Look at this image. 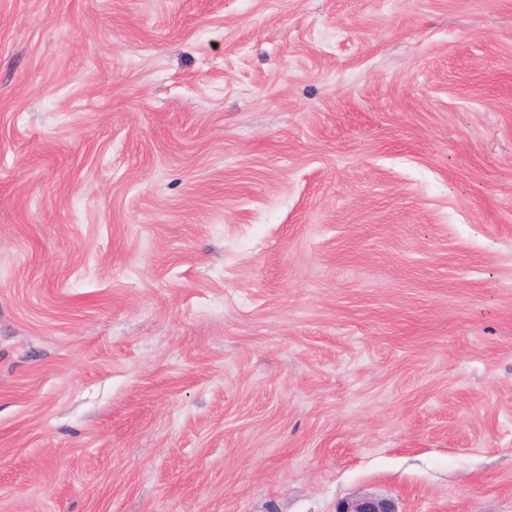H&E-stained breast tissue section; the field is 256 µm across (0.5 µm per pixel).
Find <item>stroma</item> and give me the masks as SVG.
Returning <instances> with one entry per match:
<instances>
[{
	"mask_svg": "<svg viewBox=\"0 0 512 512\" xmlns=\"http://www.w3.org/2000/svg\"><path fill=\"white\" fill-rule=\"evenodd\" d=\"M512 512V0H0V512ZM334 512H400L396 503L387 497L365 493L337 502Z\"/></svg>",
	"mask_w": 512,
	"mask_h": 512,
	"instance_id": "obj_1",
	"label": "stroma"
}]
</instances>
